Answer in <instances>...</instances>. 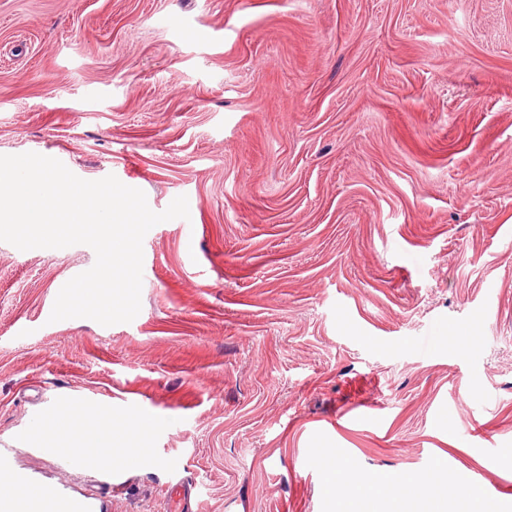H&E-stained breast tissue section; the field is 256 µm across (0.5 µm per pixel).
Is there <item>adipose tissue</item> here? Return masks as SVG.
<instances>
[{
	"mask_svg": "<svg viewBox=\"0 0 512 512\" xmlns=\"http://www.w3.org/2000/svg\"><path fill=\"white\" fill-rule=\"evenodd\" d=\"M76 426L87 431V438L78 449L82 458L100 462L106 468L117 464L128 468L149 460L147 450L138 443L147 430L146 424L134 423L120 429L114 418L97 411L77 410L68 417L53 416L37 424L35 432L54 450L63 443L67 431ZM320 459L329 478L345 483L352 510L373 502L379 512H444L451 503L456 512H471V500L459 496L446 477L438 476L427 482L418 474L409 473L386 483L345 468L336 451H322Z\"/></svg>",
	"mask_w": 512,
	"mask_h": 512,
	"instance_id": "ef3b65f1",
	"label": "adipose tissue"
}]
</instances>
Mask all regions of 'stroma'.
I'll return each mask as SVG.
<instances>
[{
  "label": "stroma",
  "instance_id": "obj_1",
  "mask_svg": "<svg viewBox=\"0 0 512 512\" xmlns=\"http://www.w3.org/2000/svg\"><path fill=\"white\" fill-rule=\"evenodd\" d=\"M27 152L190 217L111 326L49 320L91 247L0 242L16 472L88 512H170L182 479L193 512H336L307 463L337 448L512 512V0H0V155ZM68 405L148 424L151 463L46 451L30 424Z\"/></svg>",
  "mask_w": 512,
  "mask_h": 512
}]
</instances>
